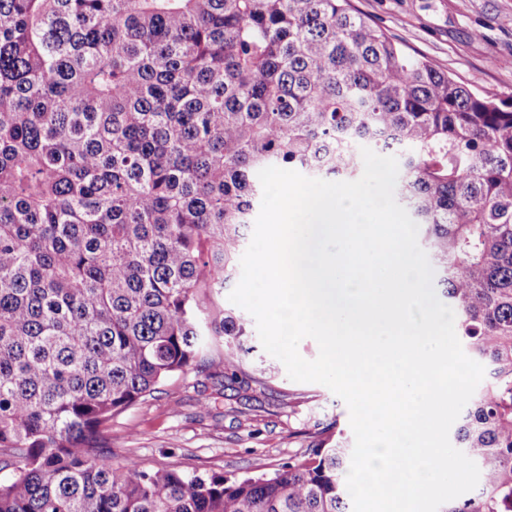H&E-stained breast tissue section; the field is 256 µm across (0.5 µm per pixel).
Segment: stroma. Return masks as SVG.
I'll return each instance as SVG.
<instances>
[{
  "instance_id": "stroma-1",
  "label": "stroma",
  "mask_w": 512,
  "mask_h": 512,
  "mask_svg": "<svg viewBox=\"0 0 512 512\" xmlns=\"http://www.w3.org/2000/svg\"><path fill=\"white\" fill-rule=\"evenodd\" d=\"M351 2L407 51L472 90L512 96V0ZM250 344L238 376L223 386L193 369L115 416L110 464L135 457L149 466L242 477L306 460L329 430L352 439L342 399L322 384L289 379L259 337Z\"/></svg>"
}]
</instances>
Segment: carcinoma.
I'll list each match as a JSON object with an SVG mask.
<instances>
[{"instance_id":"1","label":"carcinoma","mask_w":512,"mask_h":512,"mask_svg":"<svg viewBox=\"0 0 512 512\" xmlns=\"http://www.w3.org/2000/svg\"><path fill=\"white\" fill-rule=\"evenodd\" d=\"M400 154L457 336L490 379L455 447L512 512V97L408 52L351 0H0V512H349L352 450L274 474L113 467L107 423L251 321L219 306L258 172Z\"/></svg>"}]
</instances>
